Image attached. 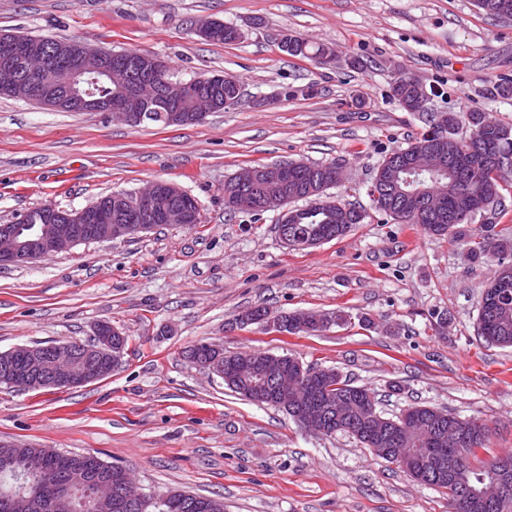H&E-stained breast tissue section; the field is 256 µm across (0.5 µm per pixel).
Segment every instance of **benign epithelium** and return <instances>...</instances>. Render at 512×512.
Segmentation results:
<instances>
[{
  "mask_svg": "<svg viewBox=\"0 0 512 512\" xmlns=\"http://www.w3.org/2000/svg\"><path fill=\"white\" fill-rule=\"evenodd\" d=\"M163 62L156 56L141 53L133 62L114 60V53L101 46L83 44L81 51L71 52L64 44L42 37L37 43L20 46L5 43L0 46V77L4 86L13 91V97L25 101L37 99L50 110L74 112H108L122 121L138 126L144 122L145 109L160 100L166 111L161 118L169 125L198 123L213 111L210 94L193 88V82L165 79L157 76ZM103 76L110 83H119L123 89L107 98H96L79 83L90 77ZM193 103L188 112L180 110L185 101ZM416 161L402 168L411 174H421L437 167L442 156L427 150L415 154ZM293 166L286 163L266 167L245 166L224 183V200L230 207L242 211H269L281 209L280 235L288 241V224L294 213L288 204L303 196L320 193L319 184L313 183L301 190L292 176ZM418 207L429 214L441 213L443 199L427 197L415 190L404 193ZM189 202L186 193L172 182H157V187H144L134 193H115L112 201H96L82 209L61 214L52 223L0 225V265H30L55 253L67 251L79 244L128 239L148 233L157 226H190ZM298 324L308 331L322 332L336 323V315L321 313L313 318L305 313L297 315ZM264 322L276 331L284 332L282 319L277 315L240 316L239 326ZM126 350L123 333L108 322L95 327L92 342L57 344L50 346L24 345L0 352V381L28 390L50 388H77L109 376L100 368L99 361L112 359L118 366ZM229 354L219 348L215 352L194 358L195 364L219 377H224V360ZM317 374L302 364L290 370L279 360L267 361L260 372L240 369V376L257 377V389L273 394L277 405L286 410L288 403L300 401L296 420L305 430L320 435L324 432V403L311 383ZM426 447L420 450L419 475H446L453 477L458 470L460 454L471 443L464 420L458 418L449 427L439 426L424 438ZM367 443L376 454L392 460H407L403 450L405 441L385 437L384 420L377 417L371 422ZM512 493V462L496 463L491 486L477 494L465 491L456 506V512H471L475 501L483 502L493 512L498 502Z\"/></svg>",
  "mask_w": 512,
  "mask_h": 512,
  "instance_id": "obj_1",
  "label": "benign epithelium"
}]
</instances>
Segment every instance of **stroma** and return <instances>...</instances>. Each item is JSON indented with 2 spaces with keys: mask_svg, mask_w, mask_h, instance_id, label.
<instances>
[{
  "mask_svg": "<svg viewBox=\"0 0 512 512\" xmlns=\"http://www.w3.org/2000/svg\"><path fill=\"white\" fill-rule=\"evenodd\" d=\"M218 19L241 40H203ZM334 47L330 66L279 47L282 31ZM0 31L149 53L175 79L232 74L239 100L186 126H132L105 112H58L0 96V224L52 203L83 208L163 179L194 197L202 222L80 244L0 266V352L90 341L108 322L128 338L108 378L72 389L0 385V441L94 453L134 486L224 501V512H450L346 434L307 432L196 367L191 346L292 355L371 390L384 416L419 403L484 420L481 459L512 452V348L476 333L495 261L473 259L488 230L512 234L502 206L437 237L377 212L367 186L383 157L427 125L393 99V69L418 78L438 112L512 123V20L474 0H0ZM343 165L329 197L364 211L342 238L287 247L280 213L224 207V183L254 163ZM345 311L317 335L236 326L248 309Z\"/></svg>",
  "mask_w": 512,
  "mask_h": 512,
  "instance_id": "obj_1",
  "label": "stroma"
}]
</instances>
